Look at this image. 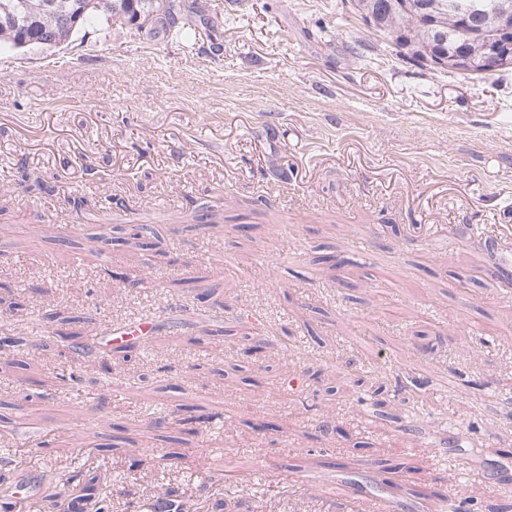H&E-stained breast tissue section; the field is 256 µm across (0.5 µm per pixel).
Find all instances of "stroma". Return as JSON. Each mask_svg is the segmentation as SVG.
I'll return each instance as SVG.
<instances>
[{
  "instance_id": "stroma-1",
  "label": "stroma",
  "mask_w": 512,
  "mask_h": 512,
  "mask_svg": "<svg viewBox=\"0 0 512 512\" xmlns=\"http://www.w3.org/2000/svg\"><path fill=\"white\" fill-rule=\"evenodd\" d=\"M195 20L201 43L222 55L190 54L179 39L97 17L68 44L0 49V297L44 288L25 310L0 317V337L25 345L0 352V397L44 382L26 416L43 423L46 449L0 436L12 472L39 475L32 498L0 493V512H36L52 500L80 512H149L167 486L183 491L180 512H350L354 491L383 462L403 490L418 482L451 491L467 483L469 512H493L500 478L512 479V287H496L512 250V70L486 77L440 72L402 57L352 13L347 0H209ZM251 225L250 235L237 232ZM150 224L153 251L93 241L99 225ZM472 228L461 241L454 225ZM79 238L75 249L54 236ZM327 247L344 263L316 262ZM137 272L143 287L104 279V267ZM217 290L228 307L202 320L200 342L164 336L139 365L101 374L81 368L65 390L42 340L45 315L78 317L91 335L103 325L163 319L175 280ZM290 324L304 356L267 350L244 361L220 327L235 316ZM441 334L442 350L421 355L415 330ZM476 347L470 364L460 344ZM375 372L400 375L406 401L377 417L345 367L352 352ZM168 365L149 395L132 394L140 366ZM320 368L338 391L305 411L281 373ZM104 407H97L100 393ZM209 404L221 424H202L178 445L142 431L144 403ZM431 409L406 447L396 432L409 404ZM327 417L338 434L318 436ZM272 424L262 434L259 423ZM153 449L137 468L105 451L114 426ZM478 442L463 480L438 454L455 434ZM182 465L165 460L171 449ZM335 449L344 469L314 464ZM247 461L250 481L224 479L225 462ZM95 477L84 499L71 470ZM319 475L323 498L306 474ZM212 480L209 499L193 489Z\"/></svg>"
}]
</instances>
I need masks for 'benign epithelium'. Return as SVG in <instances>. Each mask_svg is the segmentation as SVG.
Segmentation results:
<instances>
[{"label":"benign epithelium","mask_w":512,"mask_h":512,"mask_svg":"<svg viewBox=\"0 0 512 512\" xmlns=\"http://www.w3.org/2000/svg\"><path fill=\"white\" fill-rule=\"evenodd\" d=\"M435 11L448 9V16L468 29L469 38L484 40L483 28L473 29L475 21L490 22V25L504 36L496 42H487L483 50L472 53L466 49L448 58V63L460 73L469 75H489L512 65V0H493L492 7L486 0H448V4H432Z\"/></svg>","instance_id":"obj_1"}]
</instances>
